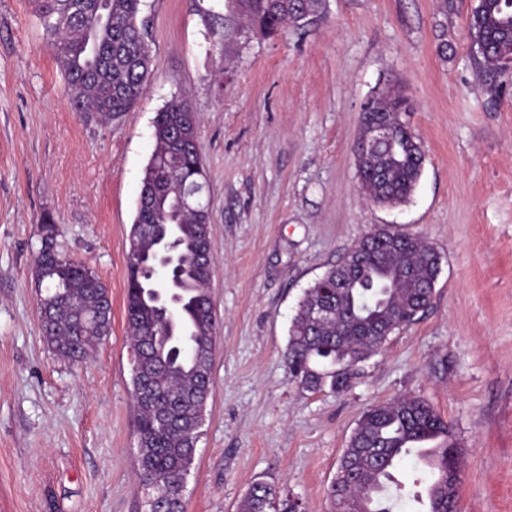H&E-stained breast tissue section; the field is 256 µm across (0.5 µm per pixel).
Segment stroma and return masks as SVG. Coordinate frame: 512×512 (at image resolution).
Returning a JSON list of instances; mask_svg holds the SVG:
<instances>
[{
  "label": "stroma",
  "instance_id": "1",
  "mask_svg": "<svg viewBox=\"0 0 512 512\" xmlns=\"http://www.w3.org/2000/svg\"><path fill=\"white\" fill-rule=\"evenodd\" d=\"M478 0H321L301 28L228 43L224 0H142L151 75L109 123L64 88L33 0H0V512H145L125 320L129 234L153 121L175 95L199 118L217 314L212 392L185 512H237L264 480L330 512L362 412L413 394L461 449L459 512H512V70L487 76ZM401 91L425 165L410 199L367 201L360 106ZM109 291L112 331L56 355L32 276L42 222ZM441 255L430 308L345 391L310 392L284 361L297 302L372 226Z\"/></svg>",
  "mask_w": 512,
  "mask_h": 512
}]
</instances>
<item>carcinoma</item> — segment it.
<instances>
[{"label": "carcinoma", "instance_id": "1", "mask_svg": "<svg viewBox=\"0 0 512 512\" xmlns=\"http://www.w3.org/2000/svg\"><path fill=\"white\" fill-rule=\"evenodd\" d=\"M37 14L51 40L55 59L74 108L92 118L110 122L129 112L138 102L149 75L151 48L148 33L139 19L142 0H36ZM230 15L224 24V41L237 42L258 29L273 33L293 25L304 26L319 0H225ZM471 40L482 43L480 52L486 73L502 70L498 39L512 31V0H486L482 13L470 17ZM402 95L388 91L375 102L377 112L394 121V146L384 156L360 158L361 189L374 203H402L415 191L422 176L425 153L420 139L396 122L392 110ZM154 149L143 171L141 190L129 237L139 251L152 250L162 224L181 227L179 242L184 270L191 277L182 291L183 320L194 323L188 344L182 337L159 340L161 327L153 308L142 298L140 272L128 263L125 316L131 343L146 355L161 350L163 366L155 384L137 401L138 485L145 495L146 512H183L182 480L195 461L193 438L174 429H163L159 418L168 417L181 427L189 426L196 412L206 406L212 389L217 318L209 291L212 264L210 249L202 242V224L209 221L195 211L180 212L176 198L194 182L204 183L205 173L198 150L181 148L184 139H197V118L188 102L174 96L157 113L153 125ZM60 253L55 235L42 244L34 267L43 275L44 298L55 311L53 318L40 314V327L56 354L78 360L91 343L110 334L112 303L97 275L85 264H57ZM412 270L415 282L428 288L435 269L431 247L415 237L406 244L364 254L354 283L333 297L336 314L329 322H316L311 310L318 292L309 287L300 298L292 320L285 359L291 379L301 388L316 392L326 388L340 392L348 384L332 370L352 358L367 359L375 341L371 327L383 322L390 332L412 324L427 309L432 294L418 298V289L401 278ZM435 440L427 512H448L451 495L460 480L459 445L448 422L423 398L404 395L368 407L350 437L338 469L349 466L356 452L360 474L341 489L331 483V512H391V486L407 479L410 456L416 441ZM239 512H290L288 497L266 482H255Z\"/></svg>", "mask_w": 512, "mask_h": 512}]
</instances>
